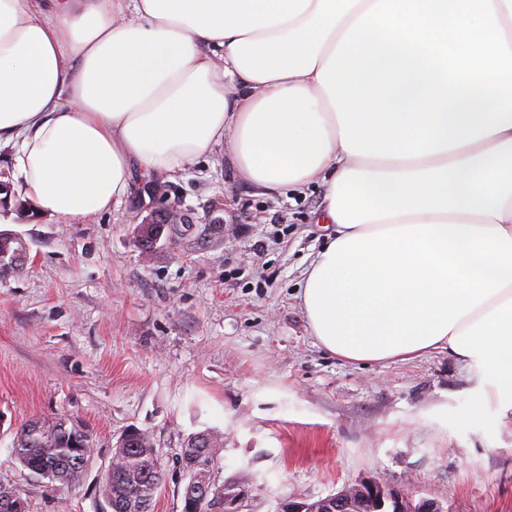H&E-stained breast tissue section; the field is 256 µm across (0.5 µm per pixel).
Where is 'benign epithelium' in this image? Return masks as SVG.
I'll return each mask as SVG.
<instances>
[{"label":"benign epithelium","instance_id":"1","mask_svg":"<svg viewBox=\"0 0 512 512\" xmlns=\"http://www.w3.org/2000/svg\"><path fill=\"white\" fill-rule=\"evenodd\" d=\"M279 512H445L433 500L413 503L408 493L387 487L374 480H365L346 487L333 496L315 502L288 499L280 504Z\"/></svg>","mask_w":512,"mask_h":512}]
</instances>
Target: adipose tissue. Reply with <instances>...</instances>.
Listing matches in <instances>:
<instances>
[{"label": "adipose tissue", "instance_id": "1", "mask_svg": "<svg viewBox=\"0 0 512 512\" xmlns=\"http://www.w3.org/2000/svg\"><path fill=\"white\" fill-rule=\"evenodd\" d=\"M374 0H0V141L71 222L220 145L270 195L321 182L302 273L350 362L445 350L512 403V127L419 158L349 154L317 73Z\"/></svg>", "mask_w": 512, "mask_h": 512}]
</instances>
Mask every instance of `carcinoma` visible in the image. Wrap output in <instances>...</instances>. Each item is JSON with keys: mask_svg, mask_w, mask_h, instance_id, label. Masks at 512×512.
Returning <instances> with one entry per match:
<instances>
[{"mask_svg": "<svg viewBox=\"0 0 512 512\" xmlns=\"http://www.w3.org/2000/svg\"><path fill=\"white\" fill-rule=\"evenodd\" d=\"M68 423L65 418L31 421L17 429L16 456L36 482L68 487L78 482L88 468L93 452L89 438L85 435L81 444H74ZM216 447L217 437L206 430L186 441L191 455L181 457L182 467L193 466L197 481L210 487L211 493L184 512H224V486L211 481ZM160 484L153 443L147 433L139 431L121 438L112 463L101 478L99 491L111 512H152ZM0 512H28L27 502L15 490L0 485Z\"/></svg>", "mask_w": 512, "mask_h": 512, "instance_id": "1", "label": "carcinoma"}]
</instances>
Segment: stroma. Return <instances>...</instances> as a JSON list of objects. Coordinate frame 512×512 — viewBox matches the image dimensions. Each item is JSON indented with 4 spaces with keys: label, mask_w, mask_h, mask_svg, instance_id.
Here are the masks:
<instances>
[{
    "label": "stroma",
    "mask_w": 512,
    "mask_h": 512,
    "mask_svg": "<svg viewBox=\"0 0 512 512\" xmlns=\"http://www.w3.org/2000/svg\"><path fill=\"white\" fill-rule=\"evenodd\" d=\"M167 183L191 229L147 251L133 217L156 203L137 174L85 222L0 209L27 251L0 276V484L28 512H111L98 481L131 429L165 473L154 512H182L179 453L205 429L236 512L364 479L445 512H512V409L477 395L475 372L446 352L351 363L317 344L297 294L330 232L320 182L257 194L219 147ZM60 416L89 435L91 464L72 486L32 484L15 432Z\"/></svg>",
    "instance_id": "35a3bbf8"
}]
</instances>
